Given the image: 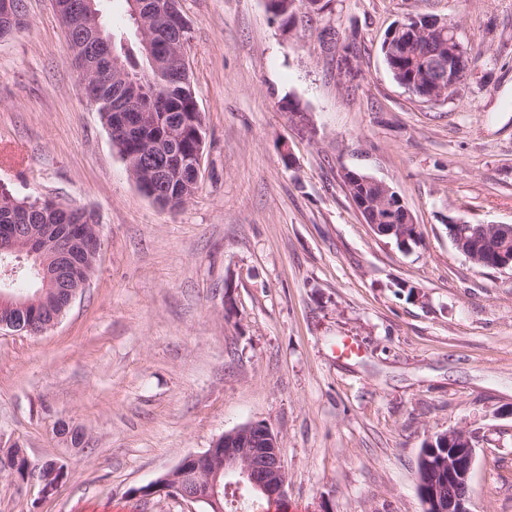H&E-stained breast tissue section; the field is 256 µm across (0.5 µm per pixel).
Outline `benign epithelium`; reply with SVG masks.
Returning a JSON list of instances; mask_svg holds the SVG:
<instances>
[{
    "label": "benign epithelium",
    "instance_id": "1",
    "mask_svg": "<svg viewBox=\"0 0 512 512\" xmlns=\"http://www.w3.org/2000/svg\"><path fill=\"white\" fill-rule=\"evenodd\" d=\"M129 4L145 53L150 55L160 46L166 48L167 53L179 61L181 76H189L186 58L189 26L178 5L172 0H129ZM23 5L24 0H0V27L16 29L15 23L23 14ZM53 6L66 32L82 29L95 40L103 35L100 14L95 11L93 0H80L70 9L63 8L55 0ZM404 38L412 42L427 38L445 51V55H436L428 62L424 96L440 101L466 79L469 67L462 64L465 53L455 26L438 18L411 17L394 26L386 37L384 51L388 58L394 59L401 54ZM69 47L85 93L107 84L123 91L117 107L112 110V132L116 140L152 124L153 104L140 95L137 84L132 82L117 56H112L109 65L103 68L87 60L78 46L71 43ZM191 124L196 121L185 116L177 119L167 128L163 139L172 145L179 143L184 130ZM197 139L198 146L191 157L177 151L167 153L162 147L157 149L165 155V164L158 167L150 165L138 154L127 156L129 171L140 191L172 209L179 207V202L188 201L197 187L203 158L204 138L199 134ZM176 180L185 185V193L179 200L171 197L168 190L169 184ZM344 180H359L378 189L379 194L374 199L361 201V210L375 231L398 224L403 231L399 235L402 241L408 239L406 231L418 228L401 196L385 182L354 171L345 172ZM47 205L63 217L64 223L16 226L17 241L5 249L12 260H0V278L15 275L17 269L25 267L24 261H32L34 256L49 250L54 253V266L49 268L33 261L30 272L45 287L62 289L69 306L89 282V276L78 275L81 254L88 251L94 259H99L102 243L96 225L69 223V217L77 213L76 208L63 207L52 200L47 201ZM62 316L60 312L41 320L34 316L18 320L6 314L0 316V330L7 328L40 335L55 327ZM438 437L443 452H431L421 458V463L428 470L447 472L448 497L439 496L432 488L420 490L424 512H472L470 478L475 458L474 436L465 430L450 429ZM16 459L25 460L28 466L25 479L18 481L20 485L38 484L47 489L57 486L63 477V465L59 462L50 471L37 473L39 463L31 460L23 448ZM222 475L237 477L239 486L248 487L270 502L286 498L287 474L281 460L279 439L267 426L259 423H248L225 433L207 451L185 457L175 469L146 485L138 495L170 492L199 505L200 512H224L219 493V477Z\"/></svg>",
    "mask_w": 512,
    "mask_h": 512
}]
</instances>
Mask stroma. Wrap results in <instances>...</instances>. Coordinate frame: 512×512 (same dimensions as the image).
<instances>
[{
  "label": "stroma",
  "mask_w": 512,
  "mask_h": 512,
  "mask_svg": "<svg viewBox=\"0 0 512 512\" xmlns=\"http://www.w3.org/2000/svg\"><path fill=\"white\" fill-rule=\"evenodd\" d=\"M179 3L204 153L175 211L129 177L51 0L0 38V187L102 239L56 327L0 332V437L64 466L46 491L0 477V512H190L135 490L247 423L280 439L288 512H423L417 457L451 428L476 437L473 512H512V270L448 236L512 224V0H331L289 34L266 0ZM416 15L472 48L440 102L381 52ZM347 170L402 196L417 245L373 232Z\"/></svg>",
  "instance_id": "35a3bbf8"
}]
</instances>
